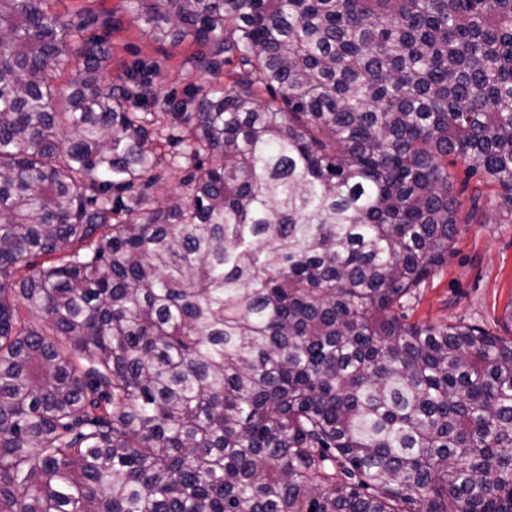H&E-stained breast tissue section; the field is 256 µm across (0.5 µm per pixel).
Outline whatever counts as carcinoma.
<instances>
[{"mask_svg": "<svg viewBox=\"0 0 512 512\" xmlns=\"http://www.w3.org/2000/svg\"><path fill=\"white\" fill-rule=\"evenodd\" d=\"M59 2L0 0V512H512V330L403 314L450 167L512 215V0H125L179 100ZM90 3L95 8L111 10L116 20L111 35L114 53L108 71L110 81H118L124 70L139 65L160 73L153 79L154 90L179 99L190 84L212 80L208 75L202 79V72L190 68L189 62L204 50L192 39L174 47L153 43L142 35L141 23L127 11L122 0H90Z\"/></svg>", "mask_w": 512, "mask_h": 512, "instance_id": "1", "label": "carcinoma"}]
</instances>
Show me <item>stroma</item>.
<instances>
[{
	"label": "stroma",
	"mask_w": 512,
	"mask_h": 512,
	"mask_svg": "<svg viewBox=\"0 0 512 512\" xmlns=\"http://www.w3.org/2000/svg\"><path fill=\"white\" fill-rule=\"evenodd\" d=\"M95 8L111 11L116 23L110 81L124 71L141 66L156 71L153 88L176 98L187 87L201 84L202 74L190 62L202 48L193 40L177 46L159 45L141 32V24L127 11L124 0H92ZM461 187L458 240L448 262L422 285L416 300L406 306L409 320L430 324L463 323L501 333V319L512 304V222L503 219L497 196L486 191L471 204L464 191V165L454 168Z\"/></svg>",
	"instance_id": "1"
}]
</instances>
